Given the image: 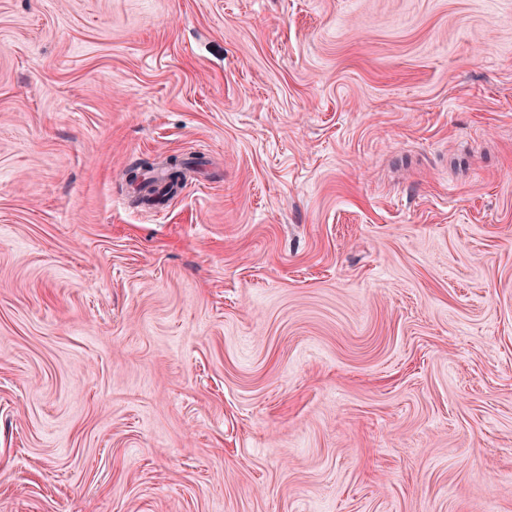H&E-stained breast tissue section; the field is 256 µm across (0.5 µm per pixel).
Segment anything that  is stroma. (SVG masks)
Instances as JSON below:
<instances>
[{"mask_svg":"<svg viewBox=\"0 0 512 512\" xmlns=\"http://www.w3.org/2000/svg\"><path fill=\"white\" fill-rule=\"evenodd\" d=\"M0 512H512V0H0Z\"/></svg>","mask_w":512,"mask_h":512,"instance_id":"1","label":"stroma"}]
</instances>
